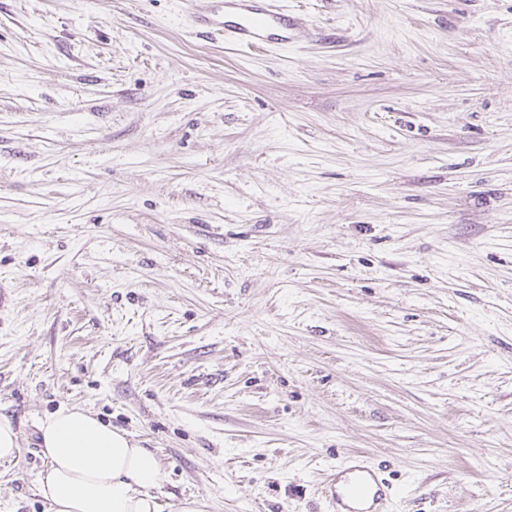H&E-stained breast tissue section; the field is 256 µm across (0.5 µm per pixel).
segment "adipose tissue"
Wrapping results in <instances>:
<instances>
[{
    "instance_id": "obj_1",
    "label": "adipose tissue",
    "mask_w": 512,
    "mask_h": 512,
    "mask_svg": "<svg viewBox=\"0 0 512 512\" xmlns=\"http://www.w3.org/2000/svg\"><path fill=\"white\" fill-rule=\"evenodd\" d=\"M38 430L49 466L37 488L49 512H163L160 461L128 432L69 406L46 416Z\"/></svg>"
}]
</instances>
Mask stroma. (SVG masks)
Listing matches in <instances>:
<instances>
[{
    "label": "stroma",
    "instance_id": "35a3bbf8",
    "mask_svg": "<svg viewBox=\"0 0 512 512\" xmlns=\"http://www.w3.org/2000/svg\"><path fill=\"white\" fill-rule=\"evenodd\" d=\"M191 0H0V512L38 425L156 451L166 512H512V0H288L264 53ZM19 450L16 431L7 419L0 418V459H13ZM386 466L362 452L346 454L329 475L332 512H391L392 485Z\"/></svg>",
    "mask_w": 512,
    "mask_h": 512
}]
</instances>
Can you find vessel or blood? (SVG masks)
<instances>
[{"instance_id": "1", "label": "vessel or blood", "mask_w": 512, "mask_h": 512, "mask_svg": "<svg viewBox=\"0 0 512 512\" xmlns=\"http://www.w3.org/2000/svg\"><path fill=\"white\" fill-rule=\"evenodd\" d=\"M189 19L224 42L250 51H265L301 34L280 0H203ZM329 486L330 512H391L393 493L386 470L364 453L346 454L331 471Z\"/></svg>"}]
</instances>
